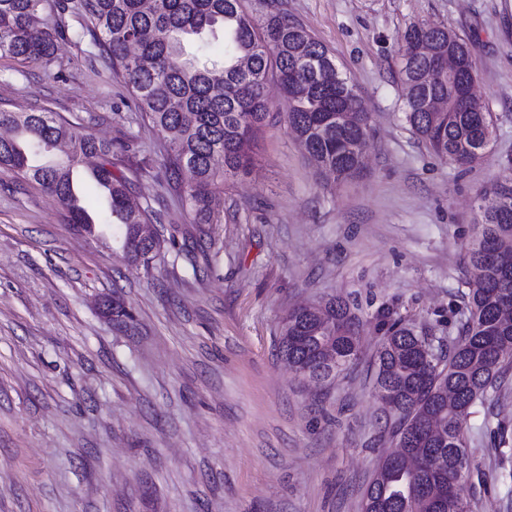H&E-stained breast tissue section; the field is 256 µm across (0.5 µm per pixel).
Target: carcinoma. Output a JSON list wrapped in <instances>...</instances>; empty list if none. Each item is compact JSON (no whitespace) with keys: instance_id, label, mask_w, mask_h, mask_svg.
I'll list each match as a JSON object with an SVG mask.
<instances>
[{"instance_id":"cac0c4a2","label":"carcinoma","mask_w":512,"mask_h":512,"mask_svg":"<svg viewBox=\"0 0 512 512\" xmlns=\"http://www.w3.org/2000/svg\"><path fill=\"white\" fill-rule=\"evenodd\" d=\"M46 0H0V54L39 62L63 32L41 18ZM85 36L108 55L114 75L133 96L142 117L166 145L165 169L182 186L196 224L215 220L214 200L224 179L247 171L251 144L265 124V84L275 71L288 99V131L317 173L346 182L360 173L362 147L371 135L364 99L339 70L327 47L282 13L257 22L242 0H80ZM224 31V60L202 61L186 52L195 36ZM453 56L461 72L475 71L473 44L446 28L415 23L401 45L399 80L405 118L438 158L461 167L488 151L494 122L488 107L469 97L465 83L441 63ZM432 101L443 109L429 107ZM0 165L53 195L69 222L92 235L95 221L80 204L74 178L89 156L107 219L119 226L125 259L150 269L140 238L152 213L133 205L128 180L112 172V145L76 122L51 112L0 111ZM63 144L57 161L36 163ZM475 234L467 248L466 313L453 344L436 348L426 336L389 316L378 324L383 341L376 382L393 405L396 448L381 457L362 512H472L464 487L472 472L466 431L472 409L484 404L512 366V175L494 182L477 202ZM278 355L297 374L326 380L358 357L355 316L340 299L294 308L280 325ZM336 364L322 362L323 348Z\"/></svg>"}]
</instances>
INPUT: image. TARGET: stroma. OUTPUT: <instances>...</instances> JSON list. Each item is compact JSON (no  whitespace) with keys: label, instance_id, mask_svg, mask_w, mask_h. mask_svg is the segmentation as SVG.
Here are the masks:
<instances>
[{"label":"stroma","instance_id":"obj_1","mask_svg":"<svg viewBox=\"0 0 512 512\" xmlns=\"http://www.w3.org/2000/svg\"><path fill=\"white\" fill-rule=\"evenodd\" d=\"M288 14L366 100L372 136L354 181L326 184L288 133L276 77L247 174L221 221L194 223L163 143L90 39L65 29L46 62L0 55V110L42 108L112 145V170L178 246L128 263L109 226L76 231L55 197L0 167V512H361L393 412L381 401L378 313L448 343L479 194L512 159V0H243ZM415 22L475 45L492 148L462 168L404 118L399 47ZM343 299L356 362L313 383L277 354L288 309ZM124 302L133 322L103 306ZM505 435H498V428ZM473 512H512V379L471 415Z\"/></svg>","mask_w":512,"mask_h":512}]
</instances>
